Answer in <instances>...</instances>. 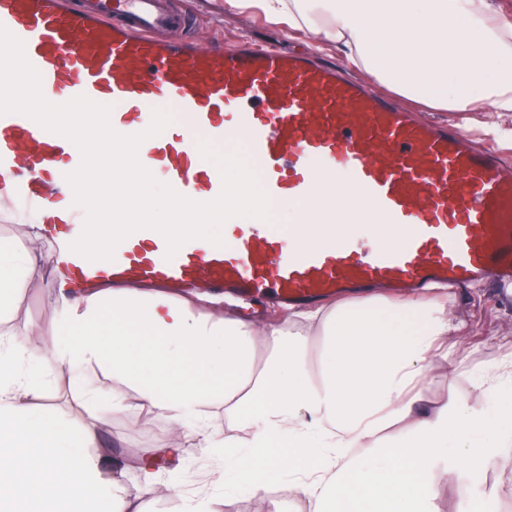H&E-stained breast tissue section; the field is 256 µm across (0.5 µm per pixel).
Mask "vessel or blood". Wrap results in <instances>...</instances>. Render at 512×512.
Masks as SVG:
<instances>
[{
  "mask_svg": "<svg viewBox=\"0 0 512 512\" xmlns=\"http://www.w3.org/2000/svg\"><path fill=\"white\" fill-rule=\"evenodd\" d=\"M185 22L170 0H0V25L24 42L58 103L112 102V126L128 135L148 127L153 109H171L175 122L139 160L199 202L216 198L222 180L198 141L243 145L271 200L298 201L293 223L229 221L223 246L193 239L171 258L159 232L141 229L113 260L88 261L69 249L85 217L65 180L79 151L27 116L2 115L0 198L43 225L50 266L68 287L204 283L306 302L375 283L512 284V176L496 150L305 57L168 39ZM338 180L355 193L345 230L332 215L313 225Z\"/></svg>",
  "mask_w": 512,
  "mask_h": 512,
  "instance_id": "1",
  "label": "vessel or blood"
}]
</instances>
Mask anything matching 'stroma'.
<instances>
[{"instance_id":"obj_1","label":"stroma","mask_w":512,"mask_h":512,"mask_svg":"<svg viewBox=\"0 0 512 512\" xmlns=\"http://www.w3.org/2000/svg\"><path fill=\"white\" fill-rule=\"evenodd\" d=\"M181 6L191 16L195 35L203 45L221 43L231 46L249 39L259 44H276L287 54L310 49L304 32L287 33L269 24L258 10H229L225 8L224 0H182ZM455 293L453 312L463 325L465 343L456 353L457 376L449 378L444 367L434 366L425 382L426 399L438 406L453 394L471 408L490 414L495 411L497 401L481 386L480 375L485 367L512 358V289L505 290L483 281L456 288ZM167 432V426L161 422L138 432L132 431L123 413L113 415L103 425L102 443L125 462L124 480L130 489H138L142 484L137 470L138 460ZM223 466V459L197 450L181 469L161 471L156 483L177 485L186 494L212 482L215 471ZM270 485L277 493L266 497H255L225 486L220 512H274V503L279 497L287 500L288 512H307L305 499L289 492L287 474L271 476Z\"/></svg>"}]
</instances>
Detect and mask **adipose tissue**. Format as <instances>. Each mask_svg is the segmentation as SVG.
Returning <instances> with one entry per match:
<instances>
[{"mask_svg":"<svg viewBox=\"0 0 512 512\" xmlns=\"http://www.w3.org/2000/svg\"><path fill=\"white\" fill-rule=\"evenodd\" d=\"M268 22L307 28L395 93L438 112H512V18L492 0H257ZM41 225L0 248V512H143L123 467L97 452L99 427L127 410L170 439L138 468L220 448L236 483L262 497L270 474L313 512H430L449 471L496 467L512 450V378L486 374L498 401L438 410L425 378L460 326L448 297L376 291L289 309L278 325L202 313L222 296L57 288L51 327L11 314L41 272ZM91 411L80 426L30 405L53 370ZM382 451L374 470L362 459Z\"/></svg>","mask_w":512,"mask_h":512,"instance_id":"obj_1","label":"adipose tissue"}]
</instances>
